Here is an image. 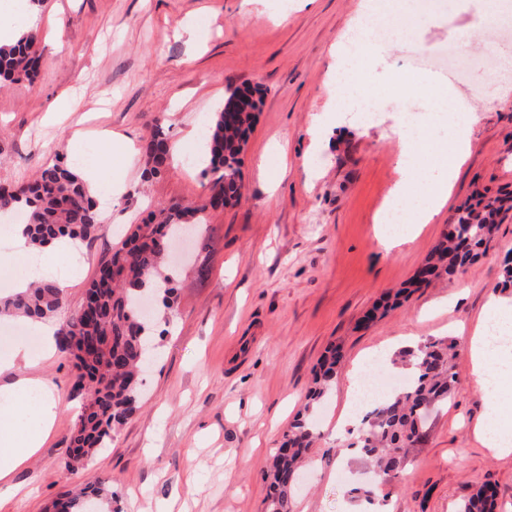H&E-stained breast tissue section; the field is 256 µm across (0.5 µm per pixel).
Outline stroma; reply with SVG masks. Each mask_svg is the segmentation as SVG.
Listing matches in <instances>:
<instances>
[{
    "instance_id": "1",
    "label": "stroma",
    "mask_w": 512,
    "mask_h": 512,
    "mask_svg": "<svg viewBox=\"0 0 512 512\" xmlns=\"http://www.w3.org/2000/svg\"><path fill=\"white\" fill-rule=\"evenodd\" d=\"M363 0H41L52 21L39 29L40 67L32 78L0 88V184L31 179L57 160L73 161L70 139L83 131L86 155L128 168L118 200L101 199L107 230L74 243L75 275L64 304H81L99 266L120 247L125 229L156 206L187 204L204 192L196 162L200 137L227 87L262 86L264 99L241 165L244 191L233 206L208 212L195 251L177 272L174 327L143 381L144 398L110 446L86 467L68 469L69 438L82 399L63 352L0 375V386L38 376L62 407L49 439L11 482L0 483V512H52L68 490L106 482V512H264L270 456L303 412L313 372L326 350L342 353L339 375L313 418L321 433L311 464L292 492L293 512H349L347 491L368 483V470L345 453L334 427L353 370L396 373L408 342L448 337L459 345L458 382L434 410L410 454L387 512H457L477 485L497 490L498 512H512V455L475 437L486 410L470 358V339L495 297L512 257V210L501 212L487 248L462 279L411 287L416 270L476 196L512 193V43L497 52L507 77L495 109L484 33L465 0L426 15L406 37L364 56L370 87L382 93L376 120L332 128L321 145L309 134L313 114L337 106L336 49ZM198 26L200 36L191 35ZM66 45L54 50V40ZM470 43L460 79L444 76L448 46ZM418 97L389 93L398 75ZM463 103L472 149L445 208L408 244H377V216L397 179L396 132L407 112L431 97V79ZM70 109L58 112L64 94ZM178 154L160 177L145 179L142 148L154 121ZM107 129L132 141L133 160L105 147ZM285 154H278V146ZM208 274L198 278V263ZM407 288L398 306L368 326L360 321L380 297Z\"/></svg>"
}]
</instances>
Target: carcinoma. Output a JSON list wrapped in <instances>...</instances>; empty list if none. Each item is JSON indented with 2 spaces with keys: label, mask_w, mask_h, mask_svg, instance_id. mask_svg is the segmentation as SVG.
Instances as JSON below:
<instances>
[{
  "label": "carcinoma",
  "mask_w": 512,
  "mask_h": 512,
  "mask_svg": "<svg viewBox=\"0 0 512 512\" xmlns=\"http://www.w3.org/2000/svg\"><path fill=\"white\" fill-rule=\"evenodd\" d=\"M38 36L22 34L10 45H0V80L28 78L41 55ZM255 97L253 111L224 117L214 113L209 126L208 178L204 194L196 203L161 207L141 224L130 225L122 247L103 262L77 307L63 310V291L52 277L40 276L29 288L0 298V317L38 322L65 312L56 333V346L74 359V390L82 396V409L74 426L69 468L85 466L106 447L112 432L122 425L141 402V373L152 362L149 346L165 330L174 314V278L165 263L162 243L182 229L198 230L205 213L237 202L243 185L240 165L248 135L259 110L262 91L247 89ZM169 138L155 121L144 146L145 178L164 173L170 161ZM27 214L29 241L35 247L56 238L94 241L106 226L101 224L96 202L86 183L71 166L50 164L28 183L0 185V209ZM503 205L498 197H484L479 205L458 211L452 228L425 260L428 278L411 281L420 288L443 277L462 278L492 240L495 220ZM154 290L163 307L160 319L151 321L143 313V292ZM456 343L446 338L429 339L398 353V360L411 368L404 389L376 400L365 416L364 427L348 447L359 448V459L379 473L383 489L401 479L408 455L420 442L430 411L448 400L458 381ZM342 355L333 347L321 360L309 390L307 410L320 404L336 383ZM317 429L303 416L294 421L275 449L267 471L270 480L266 512H292L291 491L295 476L305 463ZM107 496L104 484L67 492L53 504L54 512H88L87 502ZM494 488L476 487L465 496L457 512H496Z\"/></svg>",
  "instance_id": "carcinoma-1"
}]
</instances>
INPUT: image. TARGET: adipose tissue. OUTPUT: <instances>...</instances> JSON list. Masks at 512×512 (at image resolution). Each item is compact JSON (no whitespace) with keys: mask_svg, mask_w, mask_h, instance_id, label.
Returning <instances> with one entry per match:
<instances>
[{"mask_svg":"<svg viewBox=\"0 0 512 512\" xmlns=\"http://www.w3.org/2000/svg\"><path fill=\"white\" fill-rule=\"evenodd\" d=\"M376 0H368L358 21L349 28L340 43L336 56L337 68H344L348 60L357 58L365 51L378 48V39L368 23L376 12ZM448 125L452 131L450 156L447 163L437 166L419 164L421 153L435 150L434 142L416 144L413 129L401 126L397 132L398 180L385 204L384 220H394L401 210H410V223L399 231H382L378 244L389 250L408 243L413 238V227L431 223L448 201L460 166L472 146V125L459 116L456 106H449ZM430 186L427 199L419 205L408 197L407 188L412 180ZM11 243L9 252L0 254V294L10 295L28 288L31 272L15 273L20 258L30 251L26 227L22 224H7L0 228ZM512 304L491 299L481 314L480 322L471 342L472 372L479 389L488 399L487 413L478 428L482 444L499 454L512 453V429L498 422L499 406L496 391L504 377L512 374ZM8 402L0 413V482L9 481L13 474L41 448L50 433L60 402L51 387L41 378H20L0 389Z\"/></svg>","mask_w":512,"mask_h":512,"instance_id":"adipose-tissue-1","label":"adipose tissue"}]
</instances>
